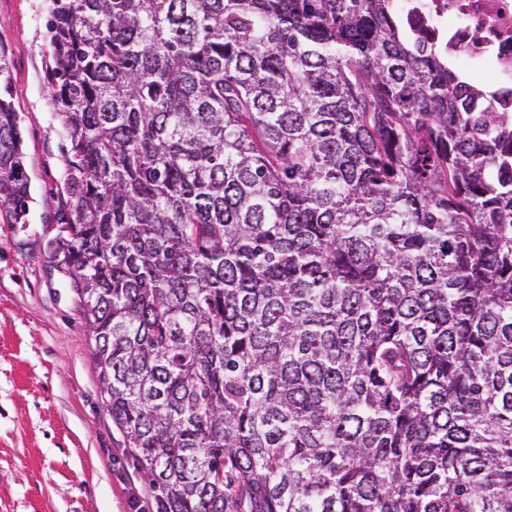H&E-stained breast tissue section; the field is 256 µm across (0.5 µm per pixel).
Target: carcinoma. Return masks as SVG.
I'll return each mask as SVG.
<instances>
[{
	"label": "carcinoma",
	"instance_id": "cac0c4a2",
	"mask_svg": "<svg viewBox=\"0 0 512 512\" xmlns=\"http://www.w3.org/2000/svg\"><path fill=\"white\" fill-rule=\"evenodd\" d=\"M392 2L50 0L48 257L158 512H512V108Z\"/></svg>",
	"mask_w": 512,
	"mask_h": 512
}]
</instances>
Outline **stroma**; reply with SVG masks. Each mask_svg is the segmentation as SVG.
I'll return each instance as SVG.
<instances>
[{
    "label": "stroma",
    "instance_id": "1",
    "mask_svg": "<svg viewBox=\"0 0 512 512\" xmlns=\"http://www.w3.org/2000/svg\"><path fill=\"white\" fill-rule=\"evenodd\" d=\"M46 0H0L29 223L0 209V512H154L156 491L109 417L80 302L48 261L66 144L47 69Z\"/></svg>",
    "mask_w": 512,
    "mask_h": 512
}]
</instances>
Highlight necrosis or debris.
<instances>
[{
    "mask_svg": "<svg viewBox=\"0 0 512 512\" xmlns=\"http://www.w3.org/2000/svg\"><path fill=\"white\" fill-rule=\"evenodd\" d=\"M412 34L428 33L467 77L488 74L512 106V0H394Z\"/></svg>",
    "mask_w": 512,
    "mask_h": 512,
    "instance_id": "obj_1",
    "label": "necrosis or debris"
}]
</instances>
